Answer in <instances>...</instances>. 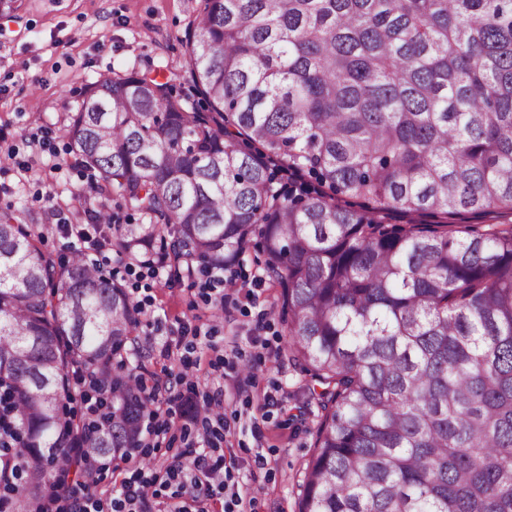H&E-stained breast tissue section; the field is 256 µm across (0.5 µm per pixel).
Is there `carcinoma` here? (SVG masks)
I'll list each match as a JSON object with an SVG mask.
<instances>
[{
	"label": "carcinoma",
	"instance_id": "carcinoma-1",
	"mask_svg": "<svg viewBox=\"0 0 512 512\" xmlns=\"http://www.w3.org/2000/svg\"><path fill=\"white\" fill-rule=\"evenodd\" d=\"M171 80L88 84L59 118L75 166L182 276L258 240L289 360L320 388L299 512H512V0H198ZM443 217L391 224L396 215ZM0 212V489L44 512L74 448L125 459L152 400L141 313L70 243ZM94 371L98 424L71 414ZM22 459L27 470L15 467Z\"/></svg>",
	"mask_w": 512,
	"mask_h": 512
}]
</instances>
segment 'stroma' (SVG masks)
Listing matches in <instances>:
<instances>
[{"instance_id":"1","label":"stroma","mask_w":512,"mask_h":512,"mask_svg":"<svg viewBox=\"0 0 512 512\" xmlns=\"http://www.w3.org/2000/svg\"><path fill=\"white\" fill-rule=\"evenodd\" d=\"M195 8L196 0H18L16 9L0 10V209L14 207L21 223L48 226L44 249L68 242L54 226L56 211L87 223L82 198L90 183L69 161L55 130L58 118L89 83L132 70L160 72L194 98L184 37ZM41 126L51 130L43 149L30 143ZM258 293L268 308L260 331L248 306L228 305L223 319H214L188 278L155 284L150 295L158 317L140 336L151 348L145 372L160 378L177 372L164 349L176 343L181 326L204 328L195 351L200 386L221 380L246 386L224 402V456L238 469L240 489L255 498L256 512H298L319 407L309 376L288 360L280 288L263 279ZM216 361L222 369H213ZM263 393L277 404L255 433L250 418ZM258 453L267 460L261 469Z\"/></svg>"}]
</instances>
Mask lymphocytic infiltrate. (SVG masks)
Returning <instances> with one entry per match:
<instances>
[{
	"label": "lymphocytic infiltrate",
	"mask_w": 512,
	"mask_h": 512,
	"mask_svg": "<svg viewBox=\"0 0 512 512\" xmlns=\"http://www.w3.org/2000/svg\"><path fill=\"white\" fill-rule=\"evenodd\" d=\"M202 295L209 304L246 299L257 309L256 323L264 325L268 311L261 307L255 282L225 275L222 269L204 271ZM180 370L168 381L170 394L161 397L158 383H150L158 408L142 425V438L153 442L175 425L197 433L201 446H189L187 460L175 459L149 470L128 469L119 489L109 495L87 492L98 484L99 457L77 453L83 482L65 486L53 497L56 512H253L254 501L243 497L234 481L233 464L221 449L227 423L224 397L199 392L195 382L197 364L180 357Z\"/></svg>",
	"instance_id": "1"
}]
</instances>
